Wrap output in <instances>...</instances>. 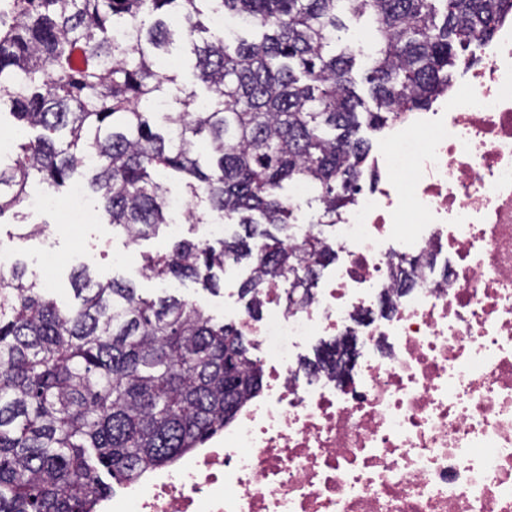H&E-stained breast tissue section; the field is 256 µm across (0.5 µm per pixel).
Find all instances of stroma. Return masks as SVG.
Returning <instances> with one entry per match:
<instances>
[{
    "instance_id": "35a3bbf8",
    "label": "stroma",
    "mask_w": 512,
    "mask_h": 512,
    "mask_svg": "<svg viewBox=\"0 0 512 512\" xmlns=\"http://www.w3.org/2000/svg\"><path fill=\"white\" fill-rule=\"evenodd\" d=\"M65 200V195H57L56 207L27 208L23 211V222L0 224V249L12 250L15 258L26 264L29 278L52 289L65 303L74 300L69 276L84 265L99 280L123 279L131 282L144 297H157L160 292L158 283L141 274L143 258L165 252L174 236L163 232L133 242L122 232L98 224L76 229L62 221L61 206ZM46 254L52 256L53 264L44 269L40 259ZM223 280V286L214 294L190 280L179 284L177 292L182 297L199 301L220 321L224 318L225 299H232L240 309L248 302L240 291L242 279L237 266L225 267Z\"/></svg>"
}]
</instances>
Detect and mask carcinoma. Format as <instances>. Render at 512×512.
<instances>
[{"label":"carcinoma","instance_id":"obj_1","mask_svg":"<svg viewBox=\"0 0 512 512\" xmlns=\"http://www.w3.org/2000/svg\"><path fill=\"white\" fill-rule=\"evenodd\" d=\"M218 13L257 37L211 29ZM509 15L512 0H0V120L37 131L0 163V219L22 218L30 177L54 191L79 177L137 241L171 224L164 178H177L235 230L145 256L144 276L216 292L224 267L246 261L255 312L267 281L310 283L333 259L317 236L288 243L284 184L307 183L334 214L370 151L346 23L371 24L364 80L379 111L366 116L380 127L428 109L451 86L455 46ZM179 47L205 94L158 64ZM72 285L77 303L62 308L25 266L0 270V512H95L112 495L102 474L127 484L176 462L262 385L244 337L201 305L85 268ZM308 366L336 368V343Z\"/></svg>","mask_w":512,"mask_h":512}]
</instances>
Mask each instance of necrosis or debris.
I'll return each mask as SVG.
<instances>
[{"instance_id": "4bbe7bcc", "label": "necrosis or debris", "mask_w": 512, "mask_h": 512, "mask_svg": "<svg viewBox=\"0 0 512 512\" xmlns=\"http://www.w3.org/2000/svg\"><path fill=\"white\" fill-rule=\"evenodd\" d=\"M466 86L389 124L306 301L233 311L267 382L223 436L99 512H512V21ZM315 336L359 343L346 377ZM344 341L342 339H336L332 343H325L323 340H314L307 347V349L303 352V356H300V362L308 359H314L316 349L320 346L326 344L323 348H321L315 357L314 361H310L307 366L312 367L313 372H317L319 370H330L334 369L336 371V360L350 362L353 358V347L351 344L346 343L345 346L338 345L336 343H341Z\"/></svg>"}]
</instances>
